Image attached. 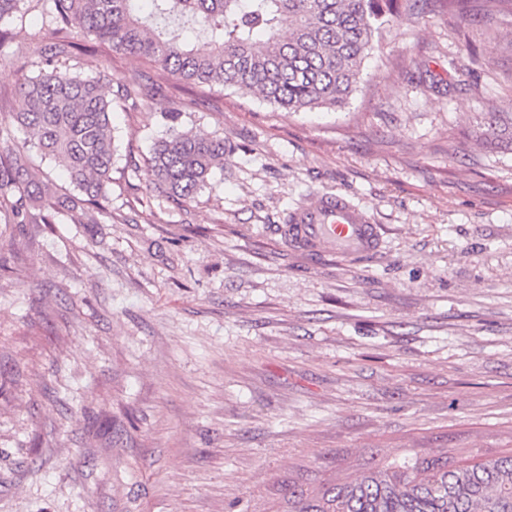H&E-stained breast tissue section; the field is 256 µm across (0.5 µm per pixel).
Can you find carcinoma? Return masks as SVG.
Instances as JSON below:
<instances>
[{
	"label": "carcinoma",
	"instance_id": "cac0c4a2",
	"mask_svg": "<svg viewBox=\"0 0 512 512\" xmlns=\"http://www.w3.org/2000/svg\"><path fill=\"white\" fill-rule=\"evenodd\" d=\"M24 0H0V45ZM54 42L35 77L17 84L25 109L0 124L33 140L0 151V224H52L68 214L95 224L89 206L107 199L117 146L112 100L99 81L59 67V58L88 49L86 41L121 51L195 86L222 84L258 94L289 112L348 103L375 34L400 0H50ZM466 15L480 3L490 23L512 25V0H434ZM166 136L154 143L152 183L174 201L193 199L224 160V140L186 130L167 112ZM484 135L512 146V113L483 115ZM53 160L83 196L32 189L29 152ZM288 512H512V453L457 458L446 452L383 461L342 484L319 491L288 489Z\"/></svg>",
	"mask_w": 512,
	"mask_h": 512
}]
</instances>
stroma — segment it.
<instances>
[{
    "mask_svg": "<svg viewBox=\"0 0 512 512\" xmlns=\"http://www.w3.org/2000/svg\"><path fill=\"white\" fill-rule=\"evenodd\" d=\"M44 8L0 46L2 124L39 72ZM69 65L160 90L113 104L98 223L0 226V512H282L289 486L380 460L512 451V149L480 135L512 112V28L417 0L337 111L106 49ZM170 111L227 149L183 204L147 170ZM323 194L368 212L379 252L288 244Z\"/></svg>",
    "mask_w": 512,
    "mask_h": 512,
    "instance_id": "35a3bbf8",
    "label": "stroma"
}]
</instances>
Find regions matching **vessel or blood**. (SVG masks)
I'll return each mask as SVG.
<instances>
[{"label": "vessel or blood", "instance_id": "b4317fda", "mask_svg": "<svg viewBox=\"0 0 512 512\" xmlns=\"http://www.w3.org/2000/svg\"><path fill=\"white\" fill-rule=\"evenodd\" d=\"M287 238L312 254L329 250L362 258L378 251L381 234L367 213L340 196H319L300 209L289 225Z\"/></svg>", "mask_w": 512, "mask_h": 512}]
</instances>
